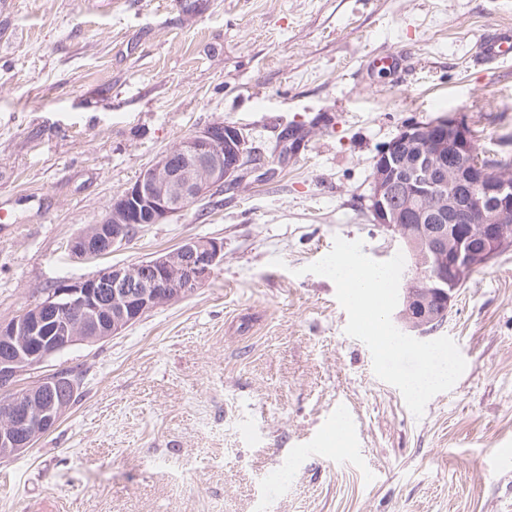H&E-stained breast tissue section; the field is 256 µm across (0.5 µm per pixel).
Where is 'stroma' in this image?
I'll use <instances>...</instances> for the list:
<instances>
[{
  "label": "stroma",
  "instance_id": "35a3bbf8",
  "mask_svg": "<svg viewBox=\"0 0 512 512\" xmlns=\"http://www.w3.org/2000/svg\"><path fill=\"white\" fill-rule=\"evenodd\" d=\"M198 2L0 0V323L61 279L224 243L190 295L21 377L84 375L51 432L0 458V512H512V251L456 289L439 333L467 367L419 418L306 270L338 237L376 261L402 251L369 196L406 123L464 117L479 155L512 161V60L478 59L512 0ZM387 53L402 70L368 72ZM216 122L260 159L236 189L72 252Z\"/></svg>",
  "mask_w": 512,
  "mask_h": 512
}]
</instances>
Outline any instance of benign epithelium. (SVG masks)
<instances>
[{"instance_id": "benign-epithelium-1", "label": "benign epithelium", "mask_w": 512, "mask_h": 512, "mask_svg": "<svg viewBox=\"0 0 512 512\" xmlns=\"http://www.w3.org/2000/svg\"><path fill=\"white\" fill-rule=\"evenodd\" d=\"M253 153L247 137L217 123L161 154L138 179L114 195L100 222L72 242L80 258L97 257L126 243L131 228L162 224L213 188L238 185ZM467 123L448 116L404 125L374 160L369 209L373 222L400 239L411 222L424 234L419 260L437 304L403 295L400 316L420 335L447 320L463 274L512 250V174L492 173L472 160ZM224 259V243L189 239L137 265H112L84 279H63L38 305L0 324V456L28 449L34 433H47L70 409L72 382L53 373L18 391L19 377L79 342L120 334L155 309L206 283Z\"/></svg>"}]
</instances>
